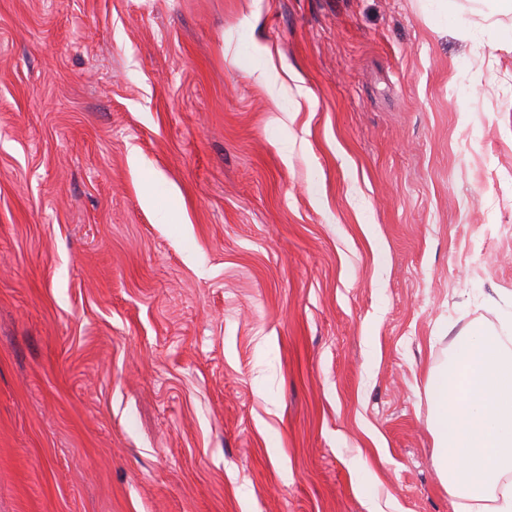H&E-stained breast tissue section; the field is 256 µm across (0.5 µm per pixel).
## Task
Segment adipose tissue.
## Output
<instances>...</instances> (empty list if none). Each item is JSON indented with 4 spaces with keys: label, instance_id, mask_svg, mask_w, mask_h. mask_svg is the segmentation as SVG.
I'll use <instances>...</instances> for the list:
<instances>
[{
    "label": "adipose tissue",
    "instance_id": "1",
    "mask_svg": "<svg viewBox=\"0 0 512 512\" xmlns=\"http://www.w3.org/2000/svg\"><path fill=\"white\" fill-rule=\"evenodd\" d=\"M426 392L434 462L457 512H512V321L460 335Z\"/></svg>",
    "mask_w": 512,
    "mask_h": 512
}]
</instances>
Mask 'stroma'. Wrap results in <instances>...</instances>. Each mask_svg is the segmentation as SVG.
<instances>
[{"label":"stroma","instance_id":"obj_1","mask_svg":"<svg viewBox=\"0 0 512 512\" xmlns=\"http://www.w3.org/2000/svg\"><path fill=\"white\" fill-rule=\"evenodd\" d=\"M506 28L0 0V512H456L426 381L512 313Z\"/></svg>","mask_w":512,"mask_h":512}]
</instances>
